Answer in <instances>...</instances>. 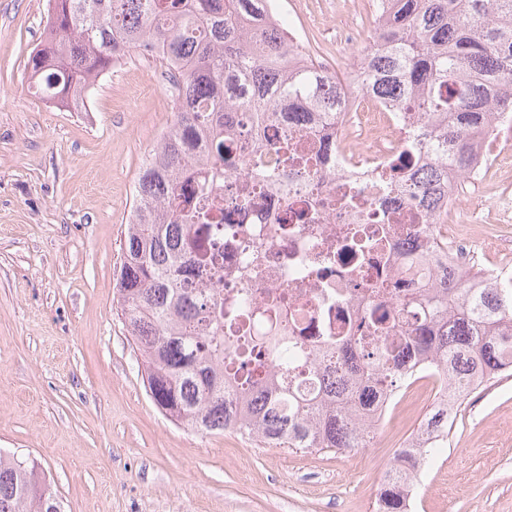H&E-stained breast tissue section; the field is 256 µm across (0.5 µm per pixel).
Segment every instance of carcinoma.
Listing matches in <instances>:
<instances>
[{
  "label": "carcinoma",
  "instance_id": "obj_1",
  "mask_svg": "<svg viewBox=\"0 0 512 512\" xmlns=\"http://www.w3.org/2000/svg\"><path fill=\"white\" fill-rule=\"evenodd\" d=\"M372 11L374 42L360 53V90L395 102L427 127L428 162L401 149L380 181L407 187L432 235L448 166L468 167L472 137L492 110L512 113V0H391ZM56 21L28 60L47 100L84 103L95 82L127 54L158 58L176 91L174 121L140 169L117 278L124 326L142 357L150 396L163 415L201 434L234 432L268 448L303 452L366 447L369 430L353 408L400 390L405 360L443 371L456 394L420 425L428 448L402 446L377 490L376 512H409L429 455L448 442L454 407L512 370V282L473 288L452 269L401 304L372 300L352 336H254L242 320L265 319L249 289L260 256L241 263L240 285L224 293V242L252 239L224 224L212 196L232 172L259 185L287 181L288 146L248 163L237 137L270 121L314 115L299 157L321 173L336 120V75L309 57L288 66L290 31L247 22L270 0H51ZM0 512H61L35 466L0 453Z\"/></svg>",
  "mask_w": 512,
  "mask_h": 512
}]
</instances>
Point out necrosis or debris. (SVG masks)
<instances>
[{
  "label": "necrosis or debris",
  "mask_w": 512,
  "mask_h": 512,
  "mask_svg": "<svg viewBox=\"0 0 512 512\" xmlns=\"http://www.w3.org/2000/svg\"><path fill=\"white\" fill-rule=\"evenodd\" d=\"M337 99L336 151L317 179L288 194L249 186L245 203L224 200L231 222L255 225L265 238L250 290L262 306L287 302L279 328L289 336L345 335L370 287L382 285L380 301H401L418 293L421 274L449 266L462 275L476 256L465 230L479 223V207H462L457 224L435 225L429 238L413 227L410 202L397 191L383 190L377 180L403 144L415 138L414 124L401 120L386 98L349 85L338 90ZM474 154L466 179L474 186L512 169V147L497 146L492 136L477 138ZM351 190L358 191L360 208H338L337 199ZM293 209L314 213L313 223L287 222ZM351 225L386 232V249L371 251L360 262L345 255L344 230Z\"/></svg>",
  "instance_id": "4bbe7bcc"
}]
</instances>
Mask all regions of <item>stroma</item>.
<instances>
[{
    "mask_svg": "<svg viewBox=\"0 0 512 512\" xmlns=\"http://www.w3.org/2000/svg\"><path fill=\"white\" fill-rule=\"evenodd\" d=\"M306 52L338 76L336 43L372 0H281ZM48 0H0V450L38 464L63 512H375L376 489L426 400L358 454L266 448L173 424L120 319L116 278L138 172L171 125L158 59L136 53L77 111L30 88ZM414 512H512V374L459 405Z\"/></svg>",
    "mask_w": 512,
    "mask_h": 512,
    "instance_id": "obj_1",
    "label": "stroma"
}]
</instances>
